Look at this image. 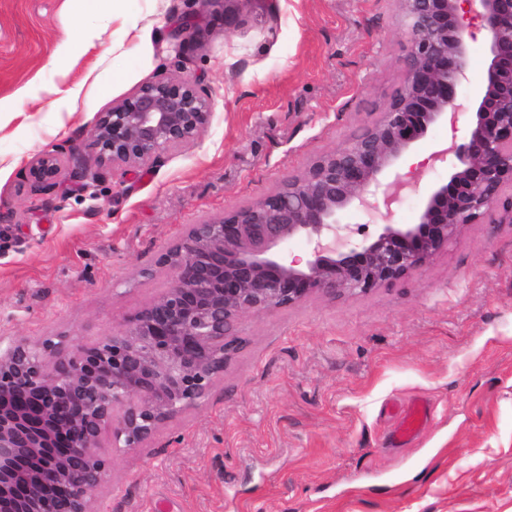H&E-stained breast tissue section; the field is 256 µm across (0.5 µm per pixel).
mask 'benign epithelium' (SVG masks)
I'll use <instances>...</instances> for the list:
<instances>
[{
	"label": "benign epithelium",
	"mask_w": 512,
	"mask_h": 512,
	"mask_svg": "<svg viewBox=\"0 0 512 512\" xmlns=\"http://www.w3.org/2000/svg\"><path fill=\"white\" fill-rule=\"evenodd\" d=\"M244 2L198 0L203 11L224 4L226 25L236 16L229 4ZM398 3L408 33L403 82L377 122L258 202L190 225L157 260L172 286L112 334L90 345L46 336L0 347V512H92L111 467L103 435L114 448H135L202 399L236 351L240 316L314 293H367L422 267L459 226L494 209L512 223V0ZM466 6L484 22L490 47L481 92L460 100ZM460 114L469 116L467 137L434 155L457 164L423 200L418 222L381 224L353 239L342 214L369 207L370 195L397 202L411 188L399 160L432 126ZM212 117L196 81L149 83L98 115L92 154L61 145L35 155L29 174L52 190L66 171L80 181L94 166L150 165L196 139ZM300 239L310 245L307 258H289Z\"/></svg>",
	"instance_id": "obj_1"
}]
</instances>
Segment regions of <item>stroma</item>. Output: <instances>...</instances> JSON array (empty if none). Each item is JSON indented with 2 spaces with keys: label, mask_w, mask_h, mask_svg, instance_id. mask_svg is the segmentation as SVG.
Segmentation results:
<instances>
[{
  "label": "stroma",
  "mask_w": 512,
  "mask_h": 512,
  "mask_svg": "<svg viewBox=\"0 0 512 512\" xmlns=\"http://www.w3.org/2000/svg\"><path fill=\"white\" fill-rule=\"evenodd\" d=\"M194 0H125L164 33L149 56L103 57L110 0H0V341L89 344L173 282L161 252L189 227L273 192L380 119L401 85L397 0H245L232 26L209 13L181 45ZM464 96L489 36L467 13ZM208 92L210 126L135 170L45 191L28 163L88 150L98 113L163 78ZM78 87L94 101L60 102ZM23 107L16 115L15 107ZM467 116L402 158L416 190L342 220L362 234L414 224L464 140ZM224 375L135 448L103 437L111 470L94 512H512V223L467 224L423 267L367 293L314 294L241 317ZM425 402L396 442L391 406Z\"/></svg>",
  "instance_id": "35a3bbf8"
}]
</instances>
